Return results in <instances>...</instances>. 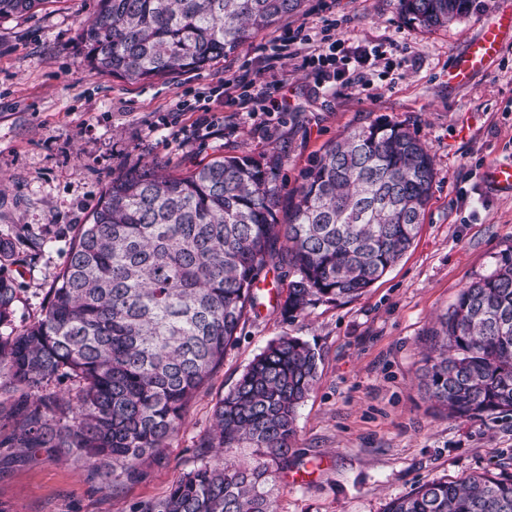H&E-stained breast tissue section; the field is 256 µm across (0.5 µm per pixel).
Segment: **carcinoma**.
<instances>
[{
	"label": "carcinoma",
	"mask_w": 512,
	"mask_h": 512,
	"mask_svg": "<svg viewBox=\"0 0 512 512\" xmlns=\"http://www.w3.org/2000/svg\"><path fill=\"white\" fill-rule=\"evenodd\" d=\"M305 0H95L79 32L95 75L148 81L199 71L235 53ZM427 29L468 15L475 0H398ZM46 0H0V20ZM280 161L220 154L182 174L154 163L112 175L39 316L15 328L21 288L7 272L43 246L0 239V446L49 448L84 461L109 487L161 458L184 416L258 304L259 274L293 279L282 314L360 296L413 244L435 170L417 135L374 122L329 145L304 171L279 218ZM422 380L451 418L512 412V257L463 289L430 334ZM319 357L282 335L215 404L197 464L134 512H277L298 408ZM67 383L68 396L57 393ZM254 448L246 462L227 457ZM385 512H512V472L432 478Z\"/></svg>",
	"instance_id": "carcinoma-1"
}]
</instances>
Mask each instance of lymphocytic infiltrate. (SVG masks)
I'll use <instances>...</instances> for the list:
<instances>
[{
	"mask_svg": "<svg viewBox=\"0 0 512 512\" xmlns=\"http://www.w3.org/2000/svg\"><path fill=\"white\" fill-rule=\"evenodd\" d=\"M343 41L336 35L335 20L322 19L320 27L299 25L284 30L268 46L262 47L250 67L224 76L210 90L194 130L213 132L224 120L212 112L213 104L235 111L282 114L288 110V84L278 79L286 66L309 71L318 89L329 92L336 77L335 66L349 67L351 60L343 52Z\"/></svg>",
	"mask_w": 512,
	"mask_h": 512,
	"instance_id": "lymphocytic-infiltrate-1",
	"label": "lymphocytic infiltrate"
}]
</instances>
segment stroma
Masks as SVG:
<instances>
[{
  "label": "stroma",
  "mask_w": 512,
  "mask_h": 512,
  "mask_svg": "<svg viewBox=\"0 0 512 512\" xmlns=\"http://www.w3.org/2000/svg\"><path fill=\"white\" fill-rule=\"evenodd\" d=\"M512 0H479L448 26L408 21L398 0H306L303 12L201 71L131 83L89 72L78 41L94 0H48L42 11L0 21V237L33 229L41 255L13 267L23 291L14 324L38 314L66 261L62 228L84 223L113 173L150 162L181 172L215 154L277 155L291 194L337 135L374 122L401 124L427 145L435 182L419 233L396 265L360 297L320 302L299 317L277 306L288 278L259 276V305L224 364L189 406L161 463L119 489L103 487L88 463L52 452L0 447V512H133L162 497L196 464L195 443L216 401L274 338L300 337L320 356L318 380L300 407L296 442L277 475L278 512H384L419 483L474 471H512V415L455 419L434 406L421 381L427 337L459 292L512 253V193L484 175L512 158V40L462 85L448 72L482 28ZM333 12L350 51L382 49L360 86L315 93L301 71H284L296 109L271 130L238 112L224 132L170 143L160 113L250 65L283 27Z\"/></svg>",
  "instance_id": "1"
}]
</instances>
